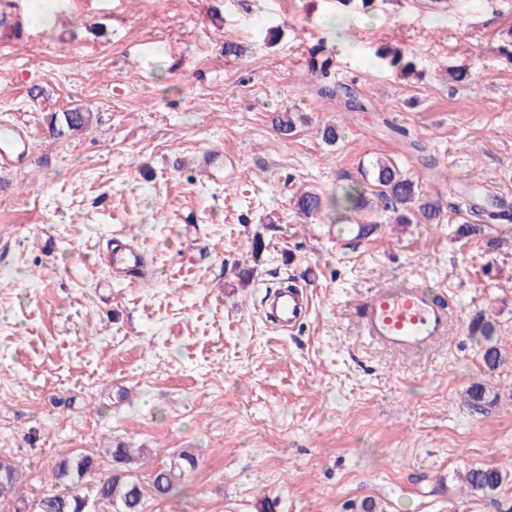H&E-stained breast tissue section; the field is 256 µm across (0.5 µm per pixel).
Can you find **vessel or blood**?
I'll list each match as a JSON object with an SVG mask.
<instances>
[{
    "mask_svg": "<svg viewBox=\"0 0 512 512\" xmlns=\"http://www.w3.org/2000/svg\"><path fill=\"white\" fill-rule=\"evenodd\" d=\"M28 131L0 124V168L22 167L28 157ZM141 252L129 245L116 246L107 256L109 266L135 271ZM308 297L299 288L280 292L270 304L271 316L294 327L308 313ZM362 333L373 341L403 352H417L448 335L450 307L440 294L408 281L388 283L369 291L360 304Z\"/></svg>",
    "mask_w": 512,
    "mask_h": 512,
    "instance_id": "vessel-or-blood-1",
    "label": "vessel or blood"
}]
</instances>
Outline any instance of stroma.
Returning <instances> with one entry per match:
<instances>
[{"label":"stroma","mask_w":512,"mask_h":512,"mask_svg":"<svg viewBox=\"0 0 512 512\" xmlns=\"http://www.w3.org/2000/svg\"><path fill=\"white\" fill-rule=\"evenodd\" d=\"M64 3L0 44V119L32 133L27 166L0 171V459L22 473L0 512L52 492L62 455L110 471L115 441L143 449L144 486L179 450L197 454L181 492L147 512H512V222L465 235L453 206L464 182L512 205V0L345 14L337 0ZM319 43L330 95L308 66ZM350 95L363 111L344 109ZM70 109L89 128L53 136L51 114ZM209 150L234 163L222 180L197 165ZM378 156L439 217L367 209L352 219L373 235L337 245L335 211L308 216L297 199L362 182ZM115 232L143 251L144 277L102 261ZM287 280L310 299L292 329L262 316ZM404 280L445 290L456 318L418 355L361 332L363 297ZM480 314L505 357L493 374L470 329ZM488 464L502 484L470 490L465 469Z\"/></svg>","instance_id":"35a3bbf8"}]
</instances>
